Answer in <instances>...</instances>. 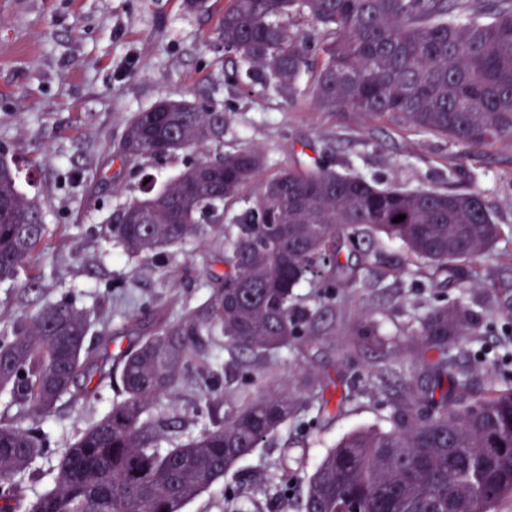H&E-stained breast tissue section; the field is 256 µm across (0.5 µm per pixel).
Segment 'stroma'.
I'll return each mask as SVG.
<instances>
[{
	"label": "stroma",
	"instance_id": "35a3bbf8",
	"mask_svg": "<svg viewBox=\"0 0 512 512\" xmlns=\"http://www.w3.org/2000/svg\"><path fill=\"white\" fill-rule=\"evenodd\" d=\"M227 4L208 0L200 10L186 0H0V154L15 163L20 190L41 206L51 232L27 269L0 284V332L70 294L107 332L115 355L206 296L211 271L224 269L214 260L217 246L190 240L131 258L104 238L105 225L127 204L192 159L120 158L129 119L163 99L217 105L227 117L225 147L259 150L263 176L321 162L381 188L474 192L512 236V145L469 154L387 119L319 111L310 77L292 96L272 79L247 77L220 35ZM341 249L359 267L358 278L312 303L298 360L281 359L270 372L279 384L309 375L332 385L328 415L296 418L184 512H303L307 478L325 453L351 431L387 427L419 345L408 336L415 309L466 296L481 331L451 356L483 360L475 395L512 386V320L499 304L501 291L512 294V257L503 244L442 275L383 238ZM464 281L471 285L465 295ZM375 320L387 347L357 333ZM112 396L107 388L102 397L62 403L43 427L66 443Z\"/></svg>",
	"mask_w": 512,
	"mask_h": 512
}]
</instances>
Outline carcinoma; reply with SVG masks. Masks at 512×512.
Instances as JSON below:
<instances>
[{
	"label": "carcinoma",
	"mask_w": 512,
	"mask_h": 512,
	"mask_svg": "<svg viewBox=\"0 0 512 512\" xmlns=\"http://www.w3.org/2000/svg\"><path fill=\"white\" fill-rule=\"evenodd\" d=\"M230 0L226 50L291 92L309 69L310 42L290 26L321 27L322 63L313 95L322 112L392 119L415 134L442 136L468 151L512 142V0ZM215 105L161 100L135 113L121 145L134 162L207 151L155 193L123 210L105 236L131 256L193 238L229 246L207 298L160 323L124 352L115 397L64 446L40 426L59 402L75 404L95 357L89 313L66 297L40 306L0 334V512H182L241 460L270 443L299 414L321 413V381L255 390L220 383L209 358L224 350L237 366L269 370L309 332L312 311L297 289L333 288L349 277L339 240L372 235L446 272L502 238L476 193L378 188L319 164L288 168L256 187L253 205L224 230V202L262 170L250 147L224 149ZM405 219L394 223L392 219ZM38 204L0 159V283L16 280L48 239ZM461 285L455 305L412 314L421 352L385 430H356L329 449L307 480L304 512H497L512 499V388L476 398L473 368L448 356L478 329ZM209 425L177 440L157 403L186 383ZM53 456L42 491L26 495L38 459Z\"/></svg>",
	"instance_id": "carcinoma-1"
}]
</instances>
